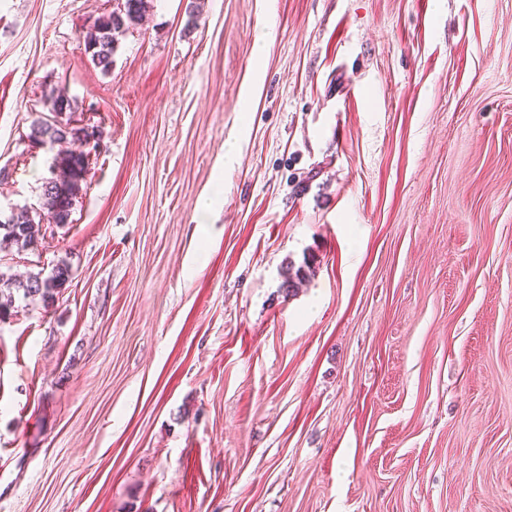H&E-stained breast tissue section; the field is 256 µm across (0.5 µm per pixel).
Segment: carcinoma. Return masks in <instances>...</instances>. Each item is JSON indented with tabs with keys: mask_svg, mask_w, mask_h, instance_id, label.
Returning <instances> with one entry per match:
<instances>
[{
	"mask_svg": "<svg viewBox=\"0 0 512 512\" xmlns=\"http://www.w3.org/2000/svg\"><path fill=\"white\" fill-rule=\"evenodd\" d=\"M153 0H119L111 12L98 17L83 32L85 51L102 72L112 67L119 37L136 28L151 8ZM48 119L39 116L31 121L27 139L34 145L59 142H78L89 145L90 133L62 120L61 115L74 109V101L59 93L50 92L46 98ZM58 174L43 182L38 205L12 209L0 218V246L19 250L37 245L45 224L63 227L71 223L74 205L82 197L89 176L88 152L66 151L57 154L54 162ZM71 278L69 265L62 262L44 277L30 274L24 278H0V322L13 315L15 294L22 295L30 305L48 307L59 296ZM305 279L303 267L288 265L282 287L292 292Z\"/></svg>",
	"mask_w": 512,
	"mask_h": 512,
	"instance_id": "1",
	"label": "carcinoma"
}]
</instances>
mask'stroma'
<instances>
[{"label":"stroma","instance_id":"35a3bbf8","mask_svg":"<svg viewBox=\"0 0 512 512\" xmlns=\"http://www.w3.org/2000/svg\"><path fill=\"white\" fill-rule=\"evenodd\" d=\"M112 6L0 0V213L49 90L103 133L0 251L72 271L0 323V512H512V0H153L105 73Z\"/></svg>","mask_w":512,"mask_h":512}]
</instances>
